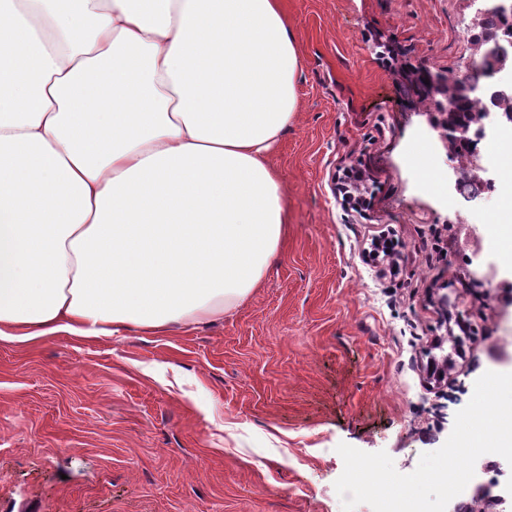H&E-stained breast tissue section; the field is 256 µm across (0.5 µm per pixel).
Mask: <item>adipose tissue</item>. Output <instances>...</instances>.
I'll return each instance as SVG.
<instances>
[{
	"mask_svg": "<svg viewBox=\"0 0 512 512\" xmlns=\"http://www.w3.org/2000/svg\"><path fill=\"white\" fill-rule=\"evenodd\" d=\"M278 0H0V341L222 319L277 262Z\"/></svg>",
	"mask_w": 512,
	"mask_h": 512,
	"instance_id": "adipose-tissue-1",
	"label": "adipose tissue"
}]
</instances>
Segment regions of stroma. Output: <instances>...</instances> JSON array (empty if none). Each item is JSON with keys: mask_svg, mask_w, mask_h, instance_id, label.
I'll return each mask as SVG.
<instances>
[{"mask_svg": "<svg viewBox=\"0 0 512 512\" xmlns=\"http://www.w3.org/2000/svg\"><path fill=\"white\" fill-rule=\"evenodd\" d=\"M303 57L269 157L288 199L278 262L222 321L163 335L0 342V512H342L339 443L411 473L485 372H512L488 269L512 199H456L401 64L463 74L475 0H281ZM374 179L340 208L338 166ZM392 231L397 275L363 249Z\"/></svg>", "mask_w": 512, "mask_h": 512, "instance_id": "1", "label": "stroma"}]
</instances>
